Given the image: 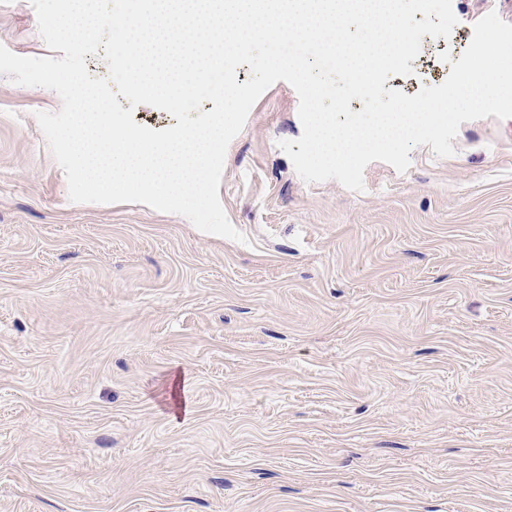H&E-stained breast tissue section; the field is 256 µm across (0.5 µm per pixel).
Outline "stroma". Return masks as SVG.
<instances>
[{"label":"stroma","mask_w":512,"mask_h":512,"mask_svg":"<svg viewBox=\"0 0 512 512\" xmlns=\"http://www.w3.org/2000/svg\"><path fill=\"white\" fill-rule=\"evenodd\" d=\"M413 75L437 86L489 12L453 0ZM0 45L61 58L31 0ZM450 51V62L439 58ZM57 93L0 74V512H512V137L305 183L270 86L219 196L239 243L143 204L75 203L36 119Z\"/></svg>","instance_id":"obj_1"}]
</instances>
